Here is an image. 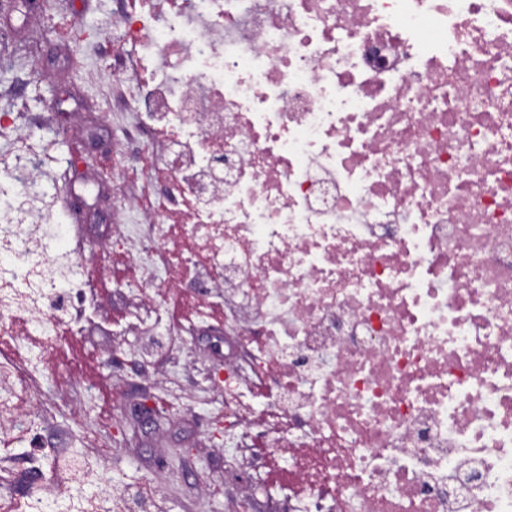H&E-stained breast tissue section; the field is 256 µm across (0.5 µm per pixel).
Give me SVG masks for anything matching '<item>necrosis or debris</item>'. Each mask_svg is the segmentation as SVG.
<instances>
[{
  "mask_svg": "<svg viewBox=\"0 0 512 512\" xmlns=\"http://www.w3.org/2000/svg\"><path fill=\"white\" fill-rule=\"evenodd\" d=\"M131 255L224 314L229 444L284 512H512V0H119ZM0 308L77 288L38 154Z\"/></svg>",
  "mask_w": 512,
  "mask_h": 512,
  "instance_id": "obj_1",
  "label": "necrosis or debris"
}]
</instances>
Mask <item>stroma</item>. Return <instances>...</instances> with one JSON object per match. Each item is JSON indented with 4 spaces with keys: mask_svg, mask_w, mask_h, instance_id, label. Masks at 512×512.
I'll list each match as a JSON object with an SVG mask.
<instances>
[{
    "mask_svg": "<svg viewBox=\"0 0 512 512\" xmlns=\"http://www.w3.org/2000/svg\"><path fill=\"white\" fill-rule=\"evenodd\" d=\"M52 2L50 11L12 16L14 34L0 39V116L19 132L0 148V180H9L14 152L35 147L64 246H107L83 257L89 307L80 322L69 317L77 299L67 289L41 302L50 333L40 339L26 332L28 311L5 310L14 331L0 334V362L36 368L23 382L0 377V460L54 448L82 461L74 479L44 487L48 512H228L224 496L202 487L232 484L242 470L257 481L253 508L262 512V459L224 453L223 322L209 321L195 336L161 334L155 323H170L171 293L154 288L153 305H143L115 264L130 242L113 238V212L128 224L140 218L113 193L112 179L134 191L142 178L119 168L113 151L130 121L112 80V63L125 52L113 0ZM76 147L85 162L73 163ZM105 392L108 417L100 413ZM13 402L32 410L26 431L11 426ZM106 474L112 482H103Z\"/></svg>",
    "mask_w": 512,
    "mask_h": 512,
    "instance_id": "obj_1",
    "label": "stroma"
}]
</instances>
